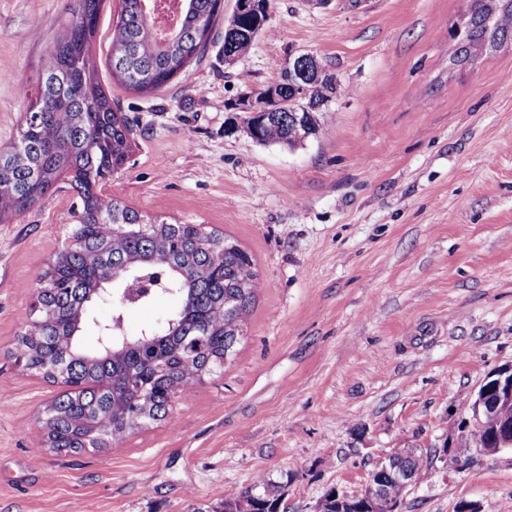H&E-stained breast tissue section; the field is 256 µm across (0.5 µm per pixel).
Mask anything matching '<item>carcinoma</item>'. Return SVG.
Instances as JSON below:
<instances>
[{
    "instance_id": "cac0c4a2",
    "label": "carcinoma",
    "mask_w": 512,
    "mask_h": 512,
    "mask_svg": "<svg viewBox=\"0 0 512 512\" xmlns=\"http://www.w3.org/2000/svg\"><path fill=\"white\" fill-rule=\"evenodd\" d=\"M112 34V78L145 93L170 84L199 59L211 28L224 12L223 0H173L175 30L161 31L154 14L165 0H121ZM103 0H74L71 18L57 36L49 61L14 144L0 152V222L21 214L61 180L77 192L80 209L65 248L35 283L32 322L18 337L15 362L71 392L48 405L42 415L45 443L57 452L79 453L110 442L167 416L172 399L192 390L205 375L224 370L238 338L245 335L251 305L260 288L252 256L232 238L200 224L172 223L104 200L97 189L107 183L133 151L132 129L112 107L98 81L90 46L98 31ZM262 6L234 17L224 52L239 57L253 48L264 26ZM448 69L473 64L512 43V0H470L454 33ZM317 102H292L286 112H250L243 123L262 144L289 147L319 131ZM24 150L27 162L6 156ZM130 267L153 284L137 302L161 292L175 296L178 308L156 328L137 336L116 329L112 353L83 345L85 315L97 292L109 288L112 268ZM488 447V432L474 428L461 455ZM417 482L429 474L421 455L396 462ZM374 481L392 499L404 487L377 471ZM234 512H276L279 498L262 477L232 496Z\"/></svg>"
}]
</instances>
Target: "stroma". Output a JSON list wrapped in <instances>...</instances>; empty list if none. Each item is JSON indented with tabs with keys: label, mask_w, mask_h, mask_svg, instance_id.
Here are the masks:
<instances>
[{
	"label": "stroma",
	"mask_w": 512,
	"mask_h": 512,
	"mask_svg": "<svg viewBox=\"0 0 512 512\" xmlns=\"http://www.w3.org/2000/svg\"><path fill=\"white\" fill-rule=\"evenodd\" d=\"M468 2L269 0L247 56L225 64L216 23L198 62L141 94L112 79L120 0H104L90 53L136 142L108 198L234 238L261 286L222 373L138 433L58 453L42 412L67 388L11 354L75 193L0 224V512H215L260 476L285 512H314L407 449L431 466L399 512H512V451L442 456L462 402L512 363V48L449 72ZM70 8L0 0V148ZM299 54L336 78L317 137L288 148L231 128Z\"/></svg>",
	"instance_id": "1"
}]
</instances>
